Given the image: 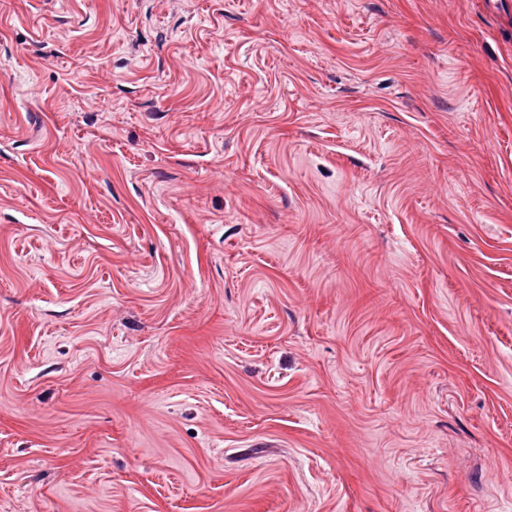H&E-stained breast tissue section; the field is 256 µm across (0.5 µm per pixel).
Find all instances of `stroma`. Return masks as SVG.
<instances>
[{
    "label": "stroma",
    "mask_w": 512,
    "mask_h": 512,
    "mask_svg": "<svg viewBox=\"0 0 512 512\" xmlns=\"http://www.w3.org/2000/svg\"><path fill=\"white\" fill-rule=\"evenodd\" d=\"M0 512H512L484 0H0Z\"/></svg>",
    "instance_id": "stroma-1"
}]
</instances>
